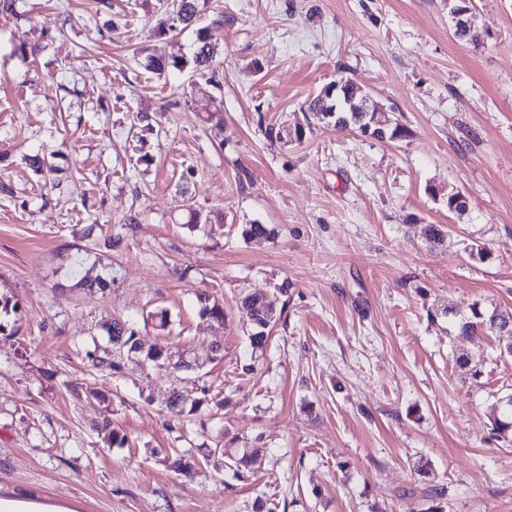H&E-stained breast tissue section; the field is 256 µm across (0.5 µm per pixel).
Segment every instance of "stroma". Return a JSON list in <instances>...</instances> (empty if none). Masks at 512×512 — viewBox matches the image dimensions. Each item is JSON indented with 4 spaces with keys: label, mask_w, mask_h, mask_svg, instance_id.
I'll return each instance as SVG.
<instances>
[{
    "label": "stroma",
    "mask_w": 512,
    "mask_h": 512,
    "mask_svg": "<svg viewBox=\"0 0 512 512\" xmlns=\"http://www.w3.org/2000/svg\"><path fill=\"white\" fill-rule=\"evenodd\" d=\"M112 3L114 33L97 0L0 15V296L15 306L0 320V496L80 512H252L259 497L285 512H512V437L495 428L512 418V357L494 334H458L474 312L512 310V0H472L477 47L454 36L449 0H208L222 87L190 107L188 74L136 62L191 53L194 31L158 34L174 0ZM341 77L406 137L305 111ZM286 124L304 140L269 138ZM50 152L44 177L30 158ZM452 189L466 212L449 211ZM188 203L209 223L182 227ZM255 222L274 236L245 240ZM283 283L288 306L252 353L239 299ZM201 293L224 306V333ZM115 318L143 347L192 349L196 370L92 369ZM200 376L229 406L168 415ZM106 415L125 447L98 432ZM170 448L202 459L195 480L159 462ZM246 448L264 464L233 479Z\"/></svg>",
    "instance_id": "35a3bbf8"
}]
</instances>
